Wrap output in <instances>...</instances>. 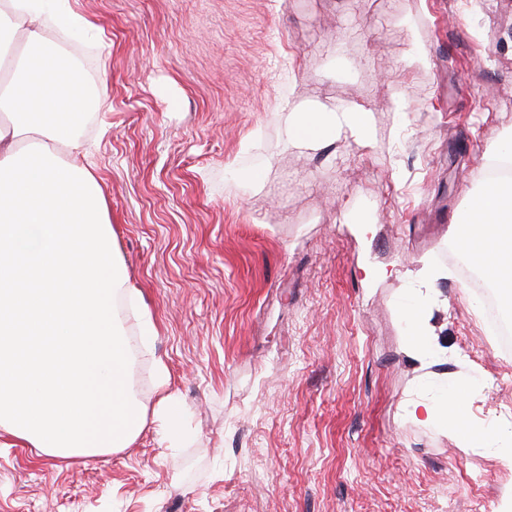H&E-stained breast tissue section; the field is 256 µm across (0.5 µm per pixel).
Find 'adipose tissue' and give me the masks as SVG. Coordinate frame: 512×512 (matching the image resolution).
<instances>
[{
    "mask_svg": "<svg viewBox=\"0 0 512 512\" xmlns=\"http://www.w3.org/2000/svg\"><path fill=\"white\" fill-rule=\"evenodd\" d=\"M92 28L68 0H0V54L10 79L0 84V429L60 458L81 459L127 447L146 424L128 383L126 340L116 327V297L137 300L113 260L112 227L100 183L80 163L75 131L88 104L71 60L49 29ZM363 107L345 112L293 108L288 142L318 147L331 134L368 144ZM34 140L27 148L18 141ZM61 144L77 159L52 150ZM458 220L470 227L466 249L488 257L512 284V183L486 180ZM409 352L425 360L435 334L426 306L401 309ZM455 407L412 403L420 423L447 425L459 448L485 444Z\"/></svg>",
    "mask_w": 512,
    "mask_h": 512,
    "instance_id": "adipose-tissue-1",
    "label": "adipose tissue"
}]
</instances>
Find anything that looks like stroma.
<instances>
[{"mask_svg":"<svg viewBox=\"0 0 512 512\" xmlns=\"http://www.w3.org/2000/svg\"><path fill=\"white\" fill-rule=\"evenodd\" d=\"M69 6L94 24L59 46L97 75L77 135L141 295L119 326L146 425L87 460L0 430V512H503L493 448L462 451L409 403L463 383L464 416L512 433V358L481 300L456 272L416 278L442 266L486 150L512 140V0ZM296 104L362 105L373 146H289ZM423 293L440 347L424 364L399 314Z\"/></svg>","mask_w":512,"mask_h":512,"instance_id":"35a3bbf8","label":"stroma"}]
</instances>
